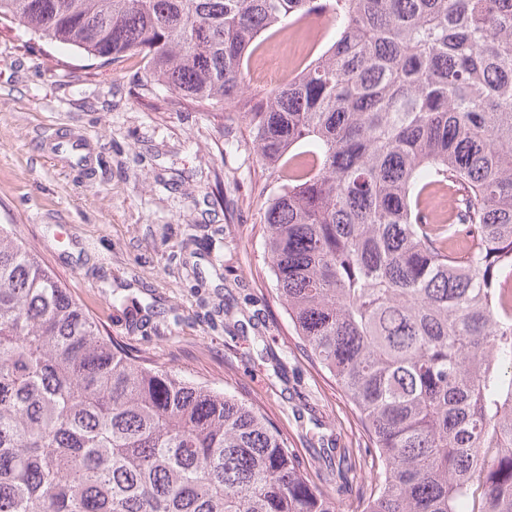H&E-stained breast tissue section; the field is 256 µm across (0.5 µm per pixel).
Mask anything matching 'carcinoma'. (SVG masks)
<instances>
[{"label": "carcinoma", "instance_id": "carcinoma-1", "mask_svg": "<svg viewBox=\"0 0 512 512\" xmlns=\"http://www.w3.org/2000/svg\"><path fill=\"white\" fill-rule=\"evenodd\" d=\"M331 44L249 94L258 36ZM243 112L278 298L367 434L322 485L255 403L132 356L0 227V512H512V0H0ZM433 187L453 204L423 206Z\"/></svg>", "mask_w": 512, "mask_h": 512}]
</instances>
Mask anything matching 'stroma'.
Here are the masks:
<instances>
[{
	"label": "stroma",
	"mask_w": 512,
	"mask_h": 512,
	"mask_svg": "<svg viewBox=\"0 0 512 512\" xmlns=\"http://www.w3.org/2000/svg\"><path fill=\"white\" fill-rule=\"evenodd\" d=\"M245 60L272 88L261 34ZM140 56L106 63L0 20V225L31 248L129 352L256 401L318 475V448L367 442L349 398L312 361L278 301L261 167L240 112L142 97ZM78 140L80 155L63 144Z\"/></svg>",
	"instance_id": "35a3bbf8"
}]
</instances>
